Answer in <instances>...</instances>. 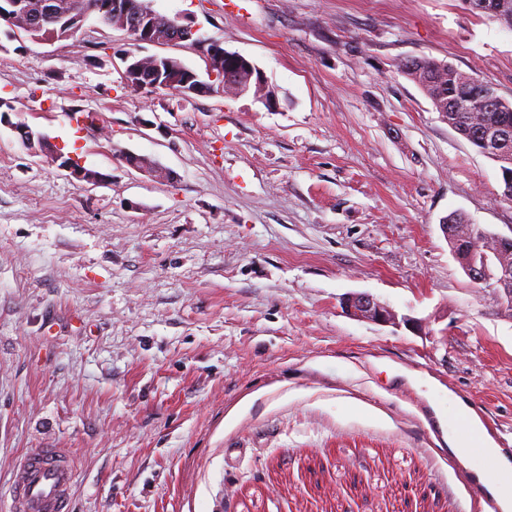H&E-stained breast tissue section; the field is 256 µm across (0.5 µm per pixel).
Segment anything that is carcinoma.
Listing matches in <instances>:
<instances>
[{
  "mask_svg": "<svg viewBox=\"0 0 512 512\" xmlns=\"http://www.w3.org/2000/svg\"><path fill=\"white\" fill-rule=\"evenodd\" d=\"M470 10L497 21L512 31V0H488L499 8L481 6L483 0H471ZM401 72L412 80L431 100L438 99L448 111L440 113L442 120L456 129L474 146L488 131H497L502 124L503 146L499 151L512 157V101L489 88L473 82V78L435 59L421 56L401 62Z\"/></svg>",
  "mask_w": 512,
  "mask_h": 512,
  "instance_id": "1",
  "label": "carcinoma"
}]
</instances>
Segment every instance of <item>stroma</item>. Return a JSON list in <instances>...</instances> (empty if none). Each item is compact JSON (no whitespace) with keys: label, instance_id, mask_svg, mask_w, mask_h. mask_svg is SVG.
<instances>
[{"label":"stroma","instance_id":"stroma-1","mask_svg":"<svg viewBox=\"0 0 512 512\" xmlns=\"http://www.w3.org/2000/svg\"><path fill=\"white\" fill-rule=\"evenodd\" d=\"M151 5L252 60L278 106L126 87L127 53L205 73L187 42L90 20L40 44L0 21V488L61 448L73 512H492L432 396L512 448V314L440 224L511 235L512 199L399 63L512 100V31L463 0ZM20 123L105 182L24 147ZM354 292L398 324L348 317Z\"/></svg>","mask_w":512,"mask_h":512}]
</instances>
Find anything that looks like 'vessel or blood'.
Returning <instances> with one entry per match:
<instances>
[{
    "instance_id": "b4317fda",
    "label": "vessel or blood",
    "mask_w": 512,
    "mask_h": 512,
    "mask_svg": "<svg viewBox=\"0 0 512 512\" xmlns=\"http://www.w3.org/2000/svg\"><path fill=\"white\" fill-rule=\"evenodd\" d=\"M450 432L464 437L478 461H485L481 435L470 429L454 412H447ZM75 479L73 463L58 448L27 452L17 466L6 490L9 512H71Z\"/></svg>"
}]
</instances>
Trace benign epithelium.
I'll use <instances>...</instances> for the list:
<instances>
[{
  "instance_id": "obj_1",
  "label": "benign epithelium",
  "mask_w": 512,
  "mask_h": 512,
  "mask_svg": "<svg viewBox=\"0 0 512 512\" xmlns=\"http://www.w3.org/2000/svg\"><path fill=\"white\" fill-rule=\"evenodd\" d=\"M96 20L110 23L119 20V27L132 34L139 44H171L190 41L207 61L208 80L189 84L184 81L182 93L188 95L212 94L220 91L237 97L252 93L257 86L261 92L255 99L269 109L277 107L275 92L268 90L260 68L251 60L238 53L228 52L220 44L196 36V29L180 22L174 24V34H162L157 28L159 14L144 7L132 9L128 0H105L98 4ZM89 12H69L61 9L58 0H42L38 10H33L29 0H0V21L16 31H22L31 40L42 44H54L69 38L74 32V24L82 21ZM125 64L123 78L127 87L135 91L155 89L161 67H170L169 57L152 55L148 58L128 53L123 57ZM28 140L40 141L46 153L71 171L79 181L102 183L106 177L93 170L86 169L64 157L57 145L48 136L24 129ZM126 163L141 172H148L159 180H166L170 173L146 156L128 154ZM441 230L450 245L451 252L468 278L476 279L479 284H492L500 300L512 309V269L500 268L496 258L502 253L512 252V237L495 235L480 229L485 245L472 240L475 224H440ZM343 308L347 315L362 321L376 324L390 323L395 314L386 305L365 293H354L343 299Z\"/></svg>"
}]
</instances>
